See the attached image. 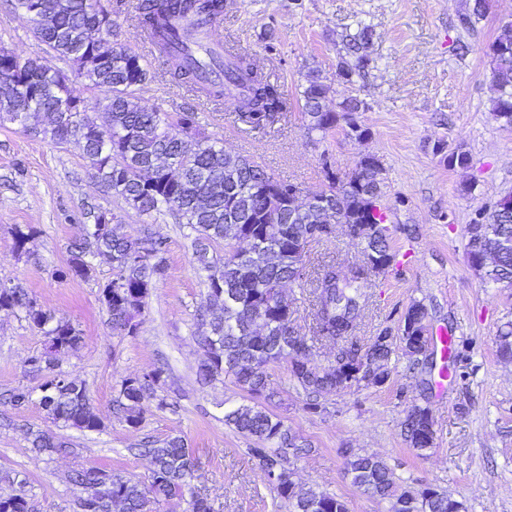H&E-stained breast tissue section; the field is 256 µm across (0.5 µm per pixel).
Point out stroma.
Listing matches in <instances>:
<instances>
[{
    "instance_id": "obj_1",
    "label": "stroma",
    "mask_w": 512,
    "mask_h": 512,
    "mask_svg": "<svg viewBox=\"0 0 512 512\" xmlns=\"http://www.w3.org/2000/svg\"><path fill=\"white\" fill-rule=\"evenodd\" d=\"M139 0H105L112 12L115 46L140 55L151 78L134 96L146 110L197 112L205 133L230 154L251 155L276 178L311 193L326 187L322 154L338 174L355 169L366 155L384 168L383 202L396 234L399 272H371L360 281L368 299L357 339L367 343L377 328L397 325L411 301L431 310L433 327L467 341V376L433 392L429 407L434 446L425 455L409 448L402 421L417 395L419 376L403 356L393 357L382 387L352 386L324 399L312 413L286 365L268 367L277 392L272 405L292 432L311 444L292 461L301 490L336 494L348 512H386L387 503L354 487L341 449L383 457L402 487L432 484L447 489L463 512H512V361L499 355L498 330L512 320V288L483 283L467 263L466 227L476 209L512 193V127L494 115L489 46L503 23L512 21V0H486L470 28L458 24L474 0H232L212 29L213 41L251 55L280 85L288 109L272 127L251 130L238 120L231 98H213L172 82L138 19ZM365 23L374 30L372 63L363 79L348 83L336 73L343 39ZM0 45L19 58L36 43L27 18L0 0ZM319 66L331 83L328 108L349 97L367 102L358 113L368 136L354 139L336 130L309 135L297 98L307 67ZM444 152H436L437 144ZM463 152L467 166H449ZM117 214L121 233L142 229L166 238L167 273L152 288L136 335L116 336L98 301L112 266L94 261L92 279L61 280L72 240L84 233L87 205ZM35 229L24 256H17L12 230ZM359 240L337 225L331 241L310 245L313 261L355 262ZM0 280L21 282L38 303L79 328L82 342L58 355V368L83 380L104 426L83 432L53 422L38 401L15 407L3 395L16 387L37 388L27 365L47 339L24 313L0 310V496L25 495L31 512H80L81 487L70 480L78 469L100 467L148 481L151 462L136 451L146 436L186 438L194 452L193 486L213 512H288L251 457L254 439L224 423L225 406L244 403L231 380L200 386L203 352L196 317L206 302L204 275L193 264L192 239L169 214L141 215L92 178L89 163L71 145H58L19 126L0 124ZM162 369L161 391L175 410L149 409L140 429L113 410L123 378ZM48 430L66 448L44 453L28 441L29 429Z\"/></svg>"
}]
</instances>
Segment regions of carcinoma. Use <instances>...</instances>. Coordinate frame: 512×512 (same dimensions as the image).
Masks as SVG:
<instances>
[{
    "label": "carcinoma",
    "instance_id": "obj_1",
    "mask_svg": "<svg viewBox=\"0 0 512 512\" xmlns=\"http://www.w3.org/2000/svg\"><path fill=\"white\" fill-rule=\"evenodd\" d=\"M38 4L46 17L44 25L32 28L38 52L12 64L15 89L0 93V122L36 131L39 119L48 117L50 127L42 133L57 144L74 145L89 161L98 182L129 208L141 215L171 214L189 230L194 262L206 273V290L219 287L223 292L218 311L207 308L199 313L195 336L203 351L199 381L206 384L228 377L250 399L247 405L225 409L224 424L258 441L249 453L291 512H348L336 495L300 493L292 474H283L289 457H302L309 444L269 409L276 391L270 387L267 367L287 364L306 396L305 409L317 413L325 409L321 398L359 384L352 372L364 364L373 368L379 386H384L398 346L411 369L425 365L422 351L430 313L421 301L407 306L397 327L379 329L374 343L361 345L354 340L365 308L358 280L367 269L383 272L400 267L391 246L399 228L387 224L381 204L380 160L364 156L354 171L342 177L325 155L327 188L302 196L297 185L276 179L253 157L224 153L202 131L197 113L142 109L132 91L149 79V70L138 54L114 48L112 15L106 8L96 13L90 0H68L64 9L57 8V0H38ZM224 7V0H140L138 10L141 25L166 58L176 82L215 98L226 95L228 84L237 83L254 101V107L240 114L241 122L254 129L266 127L287 108L280 85L246 54L227 50L221 61L208 49L204 58L192 49L196 31ZM372 41L373 30L365 24L345 36L336 60V70L345 81L362 78L371 63ZM489 51L497 91L493 112L512 126V21L501 26ZM46 54L71 63L78 77L105 93L107 126H99L84 111H59L61 104L70 106L81 98L60 81V71L44 63ZM329 90L322 70L308 68L300 93L308 132L325 136L341 128L364 137L367 130L358 124L356 114L366 111L367 103L355 96L329 109L325 105ZM84 216L89 220L85 234L69 244L68 259L55 275L90 279L95 273L92 259L108 257L113 276L99 286L98 300L112 331L134 336L151 288L165 276L167 242L147 229L135 238L119 234V217L92 205ZM471 223L481 225L482 233L468 237L469 265L479 264L475 271L487 283L512 281V195L486 205ZM338 224L359 229L363 259L346 268L323 264L310 273L307 247L331 240ZM242 242L247 248L239 247ZM220 244L222 256L216 251ZM306 283L313 286L317 306L310 341L298 334L293 303L281 292L288 284ZM2 309L23 312L30 326L48 338L45 350L30 360L31 372L45 377L39 404L47 414L81 431L101 430L103 422L85 384L55 365L58 353L82 342L81 330L45 310L19 282L0 287ZM499 338L500 355L512 358V321L501 327ZM338 341L334 364L322 367L313 361L312 345ZM465 352V343L454 344L453 371L460 379L466 376ZM161 381L160 370L122 380L113 406L127 427L141 426L146 404L152 401L158 410L176 408L157 395ZM426 391L420 389L419 402L402 422L405 440L419 456L434 444ZM30 443L48 453L65 447L57 436L40 429L30 431ZM140 451L153 464L146 484L114 473L112 487L105 492L97 488L98 478L91 469L72 473L71 480L86 492L81 512H87L88 504L94 512H111L113 499L121 512H152L153 504L184 500L195 466L185 438L148 439ZM340 454L352 485L388 503V512L457 510V500L441 487H400L394 469L378 455L351 448L340 449ZM0 512H30V507L22 496L0 497Z\"/></svg>",
    "mask_w": 512,
    "mask_h": 512
}]
</instances>
